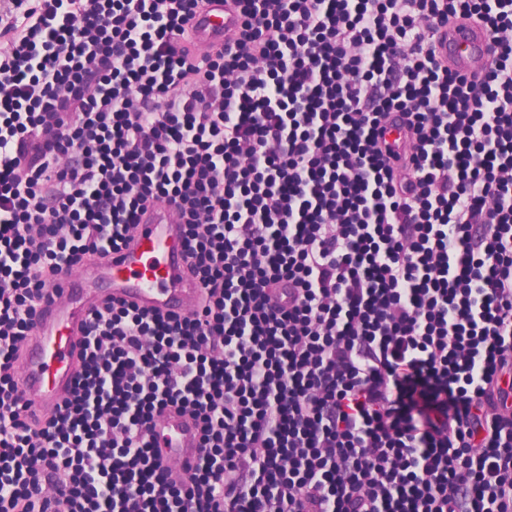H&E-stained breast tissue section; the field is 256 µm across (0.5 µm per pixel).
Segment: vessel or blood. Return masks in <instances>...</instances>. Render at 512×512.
<instances>
[{
	"label": "vessel or blood",
	"mask_w": 512,
	"mask_h": 512,
	"mask_svg": "<svg viewBox=\"0 0 512 512\" xmlns=\"http://www.w3.org/2000/svg\"><path fill=\"white\" fill-rule=\"evenodd\" d=\"M233 24L222 0H213L196 21V36L219 42ZM486 42L484 27L471 23L460 31L449 29L438 50L460 72L468 73L485 63ZM181 233L171 209H153L130 247L59 279L60 296L41 306L36 332L19 359L20 382L34 409L49 411L68 396L80 362L84 323L93 306L115 299L177 314L199 307L202 290L189 274ZM155 431L163 461L172 464L175 477H185L199 458L197 425L172 410L158 419Z\"/></svg>",
	"instance_id": "vessel-or-blood-1"
}]
</instances>
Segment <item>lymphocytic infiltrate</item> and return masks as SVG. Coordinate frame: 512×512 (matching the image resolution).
<instances>
[{"label": "lymphocytic infiltrate", "mask_w": 512, "mask_h": 512, "mask_svg": "<svg viewBox=\"0 0 512 512\" xmlns=\"http://www.w3.org/2000/svg\"><path fill=\"white\" fill-rule=\"evenodd\" d=\"M209 2L0 0V512H512V0ZM158 203L200 307L92 308L36 414L42 303ZM233 24V17L224 11V3L214 2L197 18L196 36L203 42H220ZM487 34L477 23L468 24L463 30L448 29V40L438 46L440 54L448 56V62L461 73L480 68L486 62L485 47ZM156 435L163 453V462L169 463L177 479L187 475L199 458V430L188 416L174 410L166 412L156 423Z\"/></svg>", "instance_id": "obj_1"}]
</instances>
